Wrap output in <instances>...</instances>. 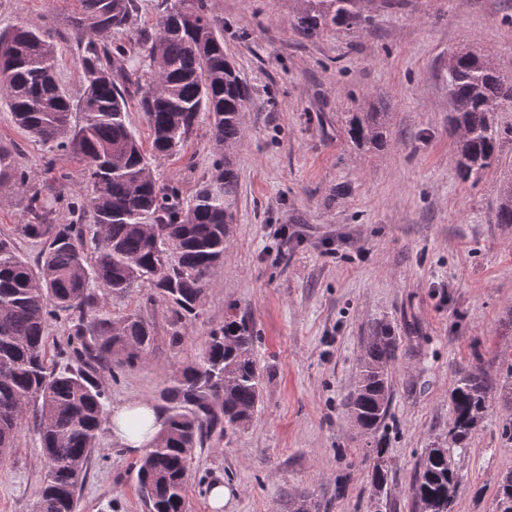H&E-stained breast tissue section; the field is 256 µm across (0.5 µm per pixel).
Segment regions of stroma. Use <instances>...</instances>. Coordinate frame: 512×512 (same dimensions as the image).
Returning <instances> with one entry per match:
<instances>
[{"mask_svg":"<svg viewBox=\"0 0 512 512\" xmlns=\"http://www.w3.org/2000/svg\"><path fill=\"white\" fill-rule=\"evenodd\" d=\"M162 0H137V22L113 34L128 46L129 121L148 140L138 105L145 82L143 38ZM300 0H208L224 50L249 89L245 135L231 159L238 208L223 264L198 318L176 321L141 288L107 298L114 317L139 314L156 341L134 367L100 369L107 411L138 401L164 408L163 389L193 361L229 311L256 336L264 372L258 410L244 428L192 449L190 512H213L209 490L230 496L221 512H291L299 499L320 512H415L409 492L422 448L452 422L450 389L460 369L512 375V226L495 221L496 187L512 176V151L478 179L461 180L448 134V60L466 48L512 76V0H368L366 19L307 37L294 26ZM78 0H0V27L42 22L59 48L58 77L72 96L83 78L73 21ZM349 112L390 116L383 147L356 149ZM0 144L37 172L31 186L0 198V234L24 223L32 196L87 194L76 157H58L71 179L44 167L41 143L19 129L0 101ZM207 116L176 155L155 160L159 184L191 198L210 176ZM287 235H280V227ZM399 339L387 431L388 495L371 497L366 438L346 417L357 362L373 323ZM508 412L493 403L464 447L449 446L459 488L453 512H496L512 471ZM141 449L100 433L77 512H148L138 489ZM45 460L24 421L0 458V512H29ZM347 477L337 491L338 477Z\"/></svg>","mask_w":512,"mask_h":512,"instance_id":"stroma-1","label":"stroma"}]
</instances>
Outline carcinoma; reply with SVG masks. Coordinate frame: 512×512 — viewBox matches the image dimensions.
<instances>
[{"label": "carcinoma", "instance_id": "1", "mask_svg": "<svg viewBox=\"0 0 512 512\" xmlns=\"http://www.w3.org/2000/svg\"><path fill=\"white\" fill-rule=\"evenodd\" d=\"M297 29L313 35L362 19L366 0H301ZM76 44L84 90L73 99L57 79L58 48L38 23L0 32V90L19 129L39 141L53 164L73 151L84 162L85 202L67 203L71 215L90 211L95 231L86 238L80 220L53 223L56 208L34 205L15 235L45 240L36 266L0 235V454L13 448L27 413L35 419L47 464L31 512H75V492L86 478L107 421L104 394L91 372L137 364L154 342L153 325L137 314L114 320L90 292L132 288L167 303L176 318H197L224 260L229 225L238 206V174L230 153L243 134L248 88L224 53L205 0H178L159 14L145 39L150 80L138 105L150 129V149L127 120L129 74L126 48L101 39L124 31L136 16L135 0H79ZM449 130L456 137L457 174L467 181L499 161L512 129L503 133L494 115L512 103V78L469 50L448 62ZM211 127L216 156L210 178L192 198L175 182L159 185L152 161L177 154L200 114ZM385 112H349L345 130L359 150L382 145ZM34 175L19 168L16 153L0 145V192L27 186ZM496 223L512 224V177L499 188ZM61 311L78 316L76 339L67 347L81 368L57 370L45 359L49 319ZM90 339H85V332ZM256 336L244 319L228 315L210 331L202 352L173 377L162 393L168 403L162 427L139 460V490L149 512H187L188 455L216 430L226 434L248 424L258 407L263 373L254 355ZM398 338L385 319L363 342L348 418L370 435L363 458L372 463L371 487L382 498L388 471L381 463L393 398L392 365ZM512 409V381L498 386L482 368L459 372L450 392L453 422L421 452L410 491L417 512H452L457 475L448 442L463 445L487 417L493 397ZM497 512H512V472L497 490Z\"/></svg>", "mask_w": 512, "mask_h": 512}]
</instances>
